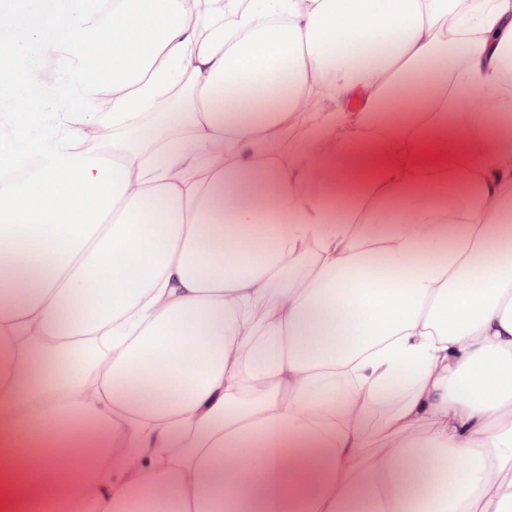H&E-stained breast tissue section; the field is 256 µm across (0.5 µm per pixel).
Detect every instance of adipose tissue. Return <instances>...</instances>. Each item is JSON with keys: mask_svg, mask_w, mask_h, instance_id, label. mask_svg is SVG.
<instances>
[{"mask_svg": "<svg viewBox=\"0 0 512 512\" xmlns=\"http://www.w3.org/2000/svg\"><path fill=\"white\" fill-rule=\"evenodd\" d=\"M200 2L0 0V512H512V0ZM35 80L48 92L46 98V109L51 112L64 105L65 100L59 96L58 90L64 87L69 77L62 73L53 60L46 59L36 72Z\"/></svg>", "mask_w": 512, "mask_h": 512, "instance_id": "1", "label": "adipose tissue"}]
</instances>
